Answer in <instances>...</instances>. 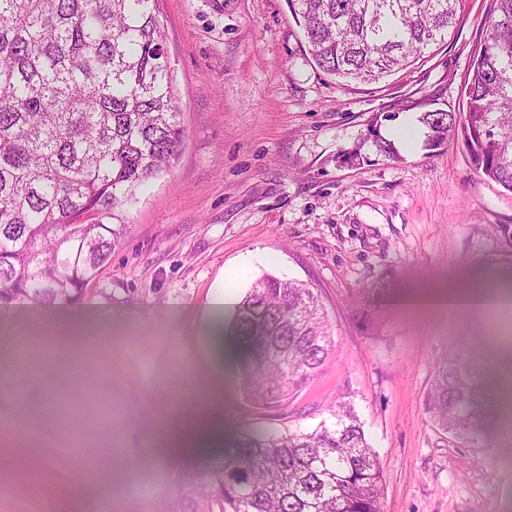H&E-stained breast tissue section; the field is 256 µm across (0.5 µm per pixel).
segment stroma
Returning <instances> with one entry per match:
<instances>
[{
	"mask_svg": "<svg viewBox=\"0 0 512 512\" xmlns=\"http://www.w3.org/2000/svg\"><path fill=\"white\" fill-rule=\"evenodd\" d=\"M492 12L493 0H460L447 45L358 84L315 65L287 0H157L184 142L122 208L124 236L81 296L27 313L0 303V370L14 338L46 337L54 360L26 388L58 379L72 411L57 424L0 392V507L159 512L222 464L226 440L312 428L341 396L379 454L382 512H512V370L496 358L512 312L422 302L512 274V192L476 172L460 140L430 145L419 124L429 110L465 112ZM266 273L315 288L334 355L277 409L256 406L223 358V396L209 399L207 303L226 278L241 297ZM454 347L486 358L504 401L473 444L425 411ZM87 386L106 390L112 430L79 439ZM76 444L82 455H67Z\"/></svg>",
	"mask_w": 512,
	"mask_h": 512,
	"instance_id": "35a3bbf8",
	"label": "stroma"
}]
</instances>
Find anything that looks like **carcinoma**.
<instances>
[{
  "label": "carcinoma",
  "instance_id": "obj_1",
  "mask_svg": "<svg viewBox=\"0 0 512 512\" xmlns=\"http://www.w3.org/2000/svg\"><path fill=\"white\" fill-rule=\"evenodd\" d=\"M328 75L372 84L447 43L459 0H287ZM464 84L462 116H421L434 146L459 131L476 171L512 191V0H494ZM155 0H0V301L76 298L123 235L118 210L166 171L183 142ZM230 335L260 406L296 401L328 361L315 289L265 275L237 303ZM31 404L61 419L55 385ZM433 422L472 441L484 430L480 371L452 348L426 397ZM180 512H381L382 470L353 405L309 432H253L224 465L190 480Z\"/></svg>",
  "mask_w": 512,
  "mask_h": 512
}]
</instances>
